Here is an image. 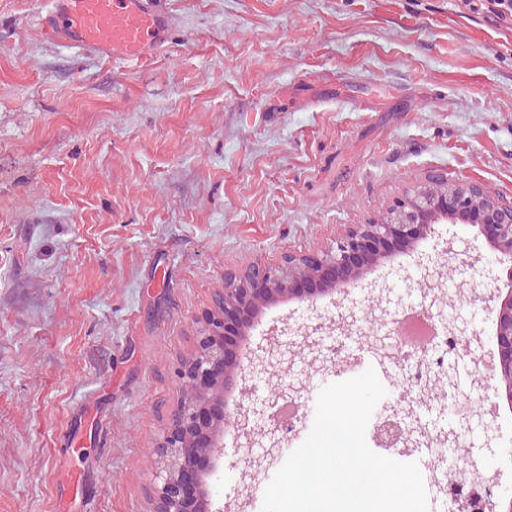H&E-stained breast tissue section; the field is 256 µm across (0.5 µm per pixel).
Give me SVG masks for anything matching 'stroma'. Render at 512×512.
<instances>
[{"instance_id":"stroma-1","label":"stroma","mask_w":512,"mask_h":512,"mask_svg":"<svg viewBox=\"0 0 512 512\" xmlns=\"http://www.w3.org/2000/svg\"><path fill=\"white\" fill-rule=\"evenodd\" d=\"M51 0H0V512H153V460L185 398L180 360L205 329L226 270L328 247L381 220L439 170L512 196V30L459 0H161L154 58H109L52 40ZM438 224L351 286L374 313L381 286L444 279L471 263L457 305L491 343L503 265L474 227ZM330 298L282 302L250 346L332 324ZM321 370L277 368L299 406L292 434L257 457L249 494L224 436L218 512H263L264 493L308 436L320 392L375 369L386 390L371 450L420 463L422 433L380 448L398 380L361 351ZM502 437L460 440L512 489V409Z\"/></svg>"}]
</instances>
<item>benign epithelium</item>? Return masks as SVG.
I'll use <instances>...</instances> for the list:
<instances>
[{"label": "benign epithelium", "instance_id": "obj_1", "mask_svg": "<svg viewBox=\"0 0 512 512\" xmlns=\"http://www.w3.org/2000/svg\"><path fill=\"white\" fill-rule=\"evenodd\" d=\"M460 224L478 228L495 259L506 265L510 287L497 291V319L491 366L497 379L494 406L506 401L512 407V198L487 194L475 182L449 184L434 171L389 210L377 224H352L345 227L328 248L308 253H288L277 264L256 261L240 269L224 272V291L215 295L216 317L223 324L226 315L238 317L234 327L220 331L211 327L197 337L196 351L181 368L185 383L204 393L202 398L183 402L172 417L171 430L158 449L156 475L151 494L154 512H213L215 485L224 458V429L236 435L237 452L249 464L254 459L255 436L274 434L272 428L258 424L265 419L266 399L245 405L251 396L246 378L257 379L270 368L296 355V347L306 332L297 329L287 337L272 336L261 353L248 358L230 352L228 343L246 339L247 331L269 306L280 301L312 302L320 297L341 295L348 286L365 279L371 272L400 252L413 251L434 232V224ZM469 266L455 268L456 281L450 293L461 296L469 285ZM443 281L427 275L423 295L431 297L429 317L440 325L451 324L452 331L467 335L471 319L457 310L448 314ZM336 332L359 347L366 346L382 361H394L399 343L393 331L370 333L353 307L336 302ZM469 429L480 431L486 444L498 439L499 426L494 410H473ZM409 428L386 416L377 426V440L385 448L397 444ZM204 455L209 468L196 474L200 494L192 502L184 499L180 485L190 472L194 459ZM476 484L492 491L490 512H512V493L499 490L492 477L475 473Z\"/></svg>", "mask_w": 512, "mask_h": 512}]
</instances>
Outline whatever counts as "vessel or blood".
I'll list each match as a JSON object with an SVG mask.
<instances>
[{
  "mask_svg": "<svg viewBox=\"0 0 512 512\" xmlns=\"http://www.w3.org/2000/svg\"><path fill=\"white\" fill-rule=\"evenodd\" d=\"M42 24L58 42L101 55L143 58L159 50L171 20L154 0H52Z\"/></svg>",
  "mask_w": 512,
  "mask_h": 512,
  "instance_id": "obj_1",
  "label": "vessel or blood"
}]
</instances>
